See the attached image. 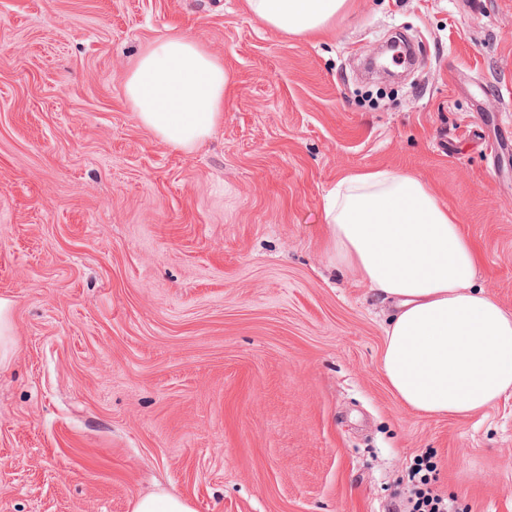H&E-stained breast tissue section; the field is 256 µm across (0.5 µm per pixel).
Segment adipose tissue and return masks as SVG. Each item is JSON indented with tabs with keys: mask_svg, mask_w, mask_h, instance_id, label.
<instances>
[{
	"mask_svg": "<svg viewBox=\"0 0 512 512\" xmlns=\"http://www.w3.org/2000/svg\"><path fill=\"white\" fill-rule=\"evenodd\" d=\"M349 0H246L286 35L324 31ZM230 78L197 39L150 44L124 91L139 123L163 143L194 149L224 118ZM340 272L356 273L394 307L381 370L397 399L430 416L486 410L512 392V314L473 284L478 253L455 213L411 174H345L324 205Z\"/></svg>",
	"mask_w": 512,
	"mask_h": 512,
	"instance_id": "adipose-tissue-1",
	"label": "adipose tissue"
}]
</instances>
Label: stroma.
<instances>
[{"mask_svg": "<svg viewBox=\"0 0 512 512\" xmlns=\"http://www.w3.org/2000/svg\"><path fill=\"white\" fill-rule=\"evenodd\" d=\"M177 31L231 78L190 153L124 93ZM398 36L416 60L379 82L364 64ZM360 169L427 183L512 312V0H352L318 37L244 0H0V512H130L160 489L196 512H396L428 449L440 493L512 512V395L404 407L389 304L330 263L324 199ZM13 301L0 296V368L7 367L15 346Z\"/></svg>", "mask_w": 512, "mask_h": 512, "instance_id": "35a3bbf8", "label": "stroma"}]
</instances>
